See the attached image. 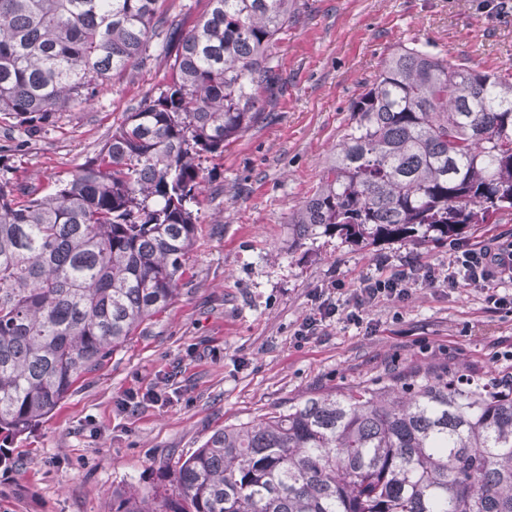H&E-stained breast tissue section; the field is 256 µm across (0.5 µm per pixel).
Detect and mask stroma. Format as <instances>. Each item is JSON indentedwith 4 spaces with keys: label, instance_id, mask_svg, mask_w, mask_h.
<instances>
[{
    "label": "stroma",
    "instance_id": "35a3bbf8",
    "mask_svg": "<svg viewBox=\"0 0 512 512\" xmlns=\"http://www.w3.org/2000/svg\"><path fill=\"white\" fill-rule=\"evenodd\" d=\"M149 57L100 85L90 103L54 113L38 131L0 121V176L49 186L71 175L125 112L167 82ZM417 45L477 71L512 78V0H296L271 48L280 87L263 119L201 158L198 235L180 293L100 369L74 385L0 467V512H112V493L153 491L212 432L331 388L397 373L458 370L487 381L512 373V312L489 311L483 290L420 285L382 301L362 325L337 315L297 343L315 289L357 287L408 261L445 266L448 242L327 234L292 243L290 218L315 191L365 82L400 47ZM152 389L161 403L133 413L116 402Z\"/></svg>",
    "mask_w": 512,
    "mask_h": 512
}]
</instances>
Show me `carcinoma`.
I'll use <instances>...</instances> for the list:
<instances>
[{
	"instance_id": "cac0c4a2",
	"label": "carcinoma",
	"mask_w": 512,
	"mask_h": 512,
	"mask_svg": "<svg viewBox=\"0 0 512 512\" xmlns=\"http://www.w3.org/2000/svg\"><path fill=\"white\" fill-rule=\"evenodd\" d=\"M162 0H0V117L41 129L148 55L171 78L48 188L0 179L1 442L35 427L178 294L204 155L263 116L270 48L294 0H208L189 30ZM302 245L467 236L512 215V82L418 47L349 107ZM112 512H512V384L456 372L328 390L216 430L169 488L112 492Z\"/></svg>"
}]
</instances>
